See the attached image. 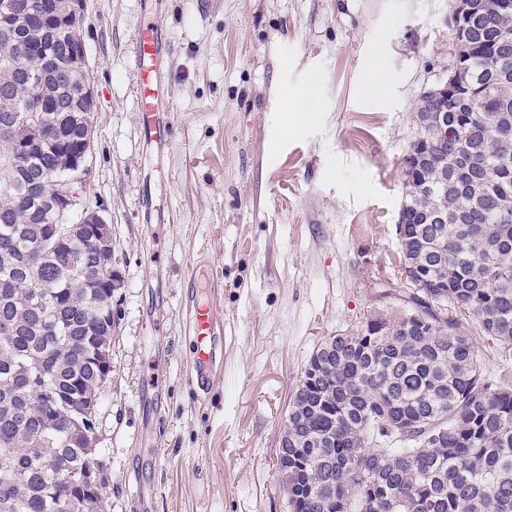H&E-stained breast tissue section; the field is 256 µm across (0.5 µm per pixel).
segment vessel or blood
<instances>
[{
	"label": "vessel or blood",
	"instance_id": "b4317fda",
	"mask_svg": "<svg viewBox=\"0 0 512 512\" xmlns=\"http://www.w3.org/2000/svg\"><path fill=\"white\" fill-rule=\"evenodd\" d=\"M136 76V122L150 160H165L172 143L169 62L171 40L160 14L143 15L130 44ZM138 211L143 223L166 224L170 205L163 201L155 183L145 181L138 195ZM217 320L213 307L199 303L191 309V330L196 343L200 373H207L215 360L214 335Z\"/></svg>",
	"mask_w": 512,
	"mask_h": 512
}]
</instances>
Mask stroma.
<instances>
[{"mask_svg": "<svg viewBox=\"0 0 512 512\" xmlns=\"http://www.w3.org/2000/svg\"><path fill=\"white\" fill-rule=\"evenodd\" d=\"M455 0H88L92 205L112 226L118 329L96 417L104 512H289L273 468L295 386L329 336L408 293L396 234L420 94L447 78ZM170 30L171 221L142 223L153 169L130 42ZM388 90L365 84L377 71ZM310 112L284 130V99ZM221 329L199 387L189 309ZM468 332L495 384L512 348Z\"/></svg>", "mask_w": 512, "mask_h": 512, "instance_id": "stroma-1", "label": "stroma"}]
</instances>
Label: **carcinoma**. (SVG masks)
<instances>
[{"mask_svg":"<svg viewBox=\"0 0 512 512\" xmlns=\"http://www.w3.org/2000/svg\"><path fill=\"white\" fill-rule=\"evenodd\" d=\"M46 15L51 30L32 45L27 21L12 15L0 30V128L39 146L21 164L0 168V231L31 225L54 240L36 275L26 267L27 241L0 240V318L14 334L0 336V512H103L68 484L94 455L63 447L58 409L100 394L79 337L108 339L97 323L104 289L72 274L83 240L54 238L52 225L20 187L66 167L55 142L62 116L90 117L80 97L83 73L49 64L69 41L54 31L72 24L69 0H0ZM480 24L458 47L460 87L473 106L443 113L445 130L429 132V161L405 164L413 178L399 238L410 294L403 305L370 314L356 330L329 336L309 358L283 426L275 470L289 512H512V388L492 383L459 319L435 309L440 299L482 330L512 346V13L496 0H470ZM56 100L40 130L24 109L34 84ZM55 379L56 391L18 388L20 364Z\"/></svg>","mask_w":512,"mask_h":512,"instance_id":"obj_1","label":"carcinoma"}]
</instances>
